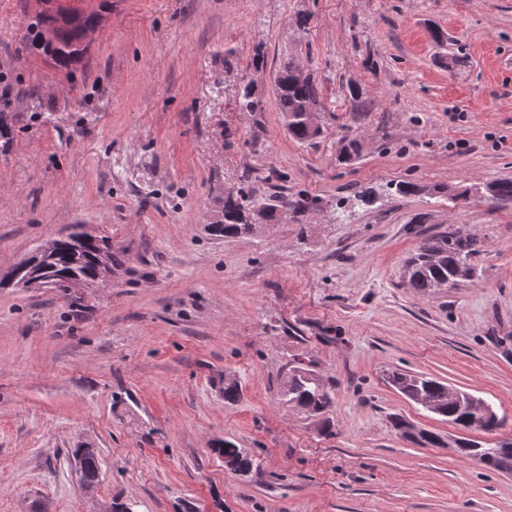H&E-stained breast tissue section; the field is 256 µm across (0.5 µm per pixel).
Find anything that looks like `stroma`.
<instances>
[{
	"mask_svg": "<svg viewBox=\"0 0 512 512\" xmlns=\"http://www.w3.org/2000/svg\"><path fill=\"white\" fill-rule=\"evenodd\" d=\"M57 9L100 17L66 68L26 39ZM290 58L321 89L310 144L275 98ZM245 83L263 111L239 110ZM0 127V273L76 224L120 257L107 285L0 286V512H512V473L392 428L455 433L387 380L483 398L502 425L474 439H512V204L480 192L512 179V0H0ZM241 187L315 204L210 235ZM452 224L481 240L478 280L414 294L405 258ZM297 362L327 418L281 403ZM223 440L257 467L227 469ZM391 424L402 436L409 438L413 443L419 446L438 447L445 444L438 434L426 429H418L401 418H393Z\"/></svg>",
	"mask_w": 512,
	"mask_h": 512,
	"instance_id": "35a3bbf8",
	"label": "stroma"
}]
</instances>
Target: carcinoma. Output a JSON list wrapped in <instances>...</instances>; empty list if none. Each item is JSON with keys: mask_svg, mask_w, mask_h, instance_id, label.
I'll use <instances>...</instances> for the list:
<instances>
[{"mask_svg": "<svg viewBox=\"0 0 512 512\" xmlns=\"http://www.w3.org/2000/svg\"><path fill=\"white\" fill-rule=\"evenodd\" d=\"M95 15L72 14L71 20L62 25L58 16L40 12L27 25L33 35L32 45L37 50L51 56L59 67H67L75 62L83 51L86 32L98 27ZM300 68L293 61L283 63L275 76V91L278 105L288 129V135L299 143H307L321 136L322 129L310 128L305 113L318 109L319 89L307 76L300 78ZM239 108L243 112L263 111V102L257 99L251 86L245 85L238 91ZM362 143L355 137L345 136L337 154V162L350 166L361 158ZM488 197L497 204L512 203V180H495L489 183ZM288 200L277 197L269 203L257 198L251 189H239L228 194L224 201V220L210 225L212 234L224 238L237 237L256 228L250 217L260 223L277 220ZM86 236L83 225L65 239L56 241V247L46 252L38 247L34 252L40 255L47 267L50 287L66 292L84 285L88 288L112 274V265L117 258L112 256V248L105 247L99 252L92 244H84L80 239ZM480 253V240L475 234L455 224L448 231L425 237L415 252L404 264V282L416 294L429 296L444 288H452L463 281L477 276V267L472 263ZM390 383L400 393L422 405L428 411L446 418L448 423L460 431H488L483 416L473 407L472 395L453 389L439 381L424 378L402 369H395L389 376ZM280 400L286 406L296 408L310 416H319L330 409L333 403L331 390L325 386L311 369L294 367L289 370L281 383ZM392 427L402 436L419 446L438 447L444 443L457 449L464 458L474 460L487 468L497 470L502 459L497 449L485 447L482 443L464 436L443 441L438 434L418 429L409 422L395 417ZM220 456L237 462L234 471L247 473L258 463L253 455L224 442V447L215 449ZM99 482L98 459L93 451L84 452L83 486L92 491Z\"/></svg>", "mask_w": 512, "mask_h": 512, "instance_id": "obj_1", "label": "carcinoma"}]
</instances>
